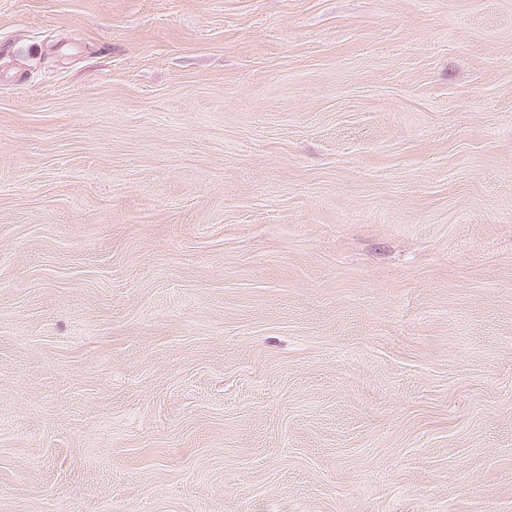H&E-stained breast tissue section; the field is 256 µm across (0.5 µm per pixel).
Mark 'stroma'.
<instances>
[{
	"mask_svg": "<svg viewBox=\"0 0 512 512\" xmlns=\"http://www.w3.org/2000/svg\"><path fill=\"white\" fill-rule=\"evenodd\" d=\"M512 512V0H0V512Z\"/></svg>",
	"mask_w": 512,
	"mask_h": 512,
	"instance_id": "35a3bbf8",
	"label": "stroma"
}]
</instances>
